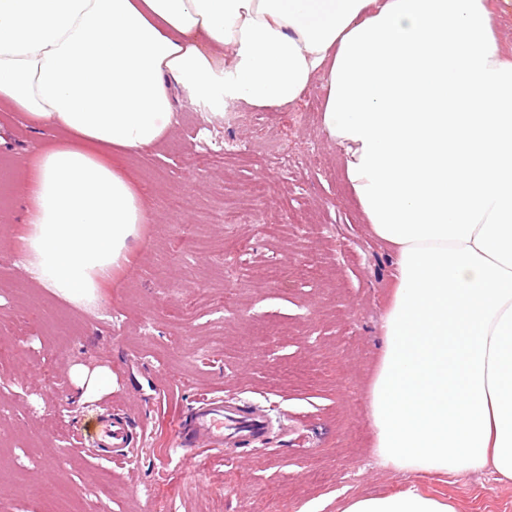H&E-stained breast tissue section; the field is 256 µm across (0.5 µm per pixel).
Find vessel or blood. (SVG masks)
Here are the masks:
<instances>
[{
  "instance_id": "b4317fda",
  "label": "vessel or blood",
  "mask_w": 512,
  "mask_h": 512,
  "mask_svg": "<svg viewBox=\"0 0 512 512\" xmlns=\"http://www.w3.org/2000/svg\"><path fill=\"white\" fill-rule=\"evenodd\" d=\"M267 428V421L256 411L232 401H212L200 406L190 423L177 425L175 443L183 449L199 446L233 448L260 439ZM91 437L100 448H124L131 441V432L124 421L106 417L95 422Z\"/></svg>"
}]
</instances>
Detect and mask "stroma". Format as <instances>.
<instances>
[{
    "instance_id": "stroma-1",
    "label": "stroma",
    "mask_w": 512,
    "mask_h": 512,
    "mask_svg": "<svg viewBox=\"0 0 512 512\" xmlns=\"http://www.w3.org/2000/svg\"><path fill=\"white\" fill-rule=\"evenodd\" d=\"M323 101L311 87L284 111L228 106L240 140L287 144L283 171L257 156L201 166L199 106L180 97L167 142L123 160L153 221L92 307L31 280L26 202L11 192L0 203V331L18 347L0 362V512L57 499L66 512H341L347 498L409 488L456 512H512V480L405 472L376 453L368 403L394 256L320 132ZM57 136L0 112V169ZM256 183L264 195H250ZM180 193L188 203L171 212L165 200ZM243 210L252 221L225 227ZM76 363L110 366L111 395L79 403ZM205 399L258 408L266 437L169 454L178 420ZM103 413L130 425L129 448L103 456L86 439L84 424ZM317 467L327 484L305 485Z\"/></svg>"
}]
</instances>
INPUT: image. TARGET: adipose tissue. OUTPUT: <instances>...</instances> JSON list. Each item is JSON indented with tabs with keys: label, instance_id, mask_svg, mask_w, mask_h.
Masks as SVG:
<instances>
[{
	"label": "adipose tissue",
	"instance_id": "1",
	"mask_svg": "<svg viewBox=\"0 0 512 512\" xmlns=\"http://www.w3.org/2000/svg\"><path fill=\"white\" fill-rule=\"evenodd\" d=\"M487 0H0V106L61 137L18 183L26 269L94 304L150 220L124 155L169 136L185 94L223 116L295 104L321 131L395 289L369 397L378 456L512 479V57ZM80 402L109 366L69 370ZM343 512H455L407 489Z\"/></svg>",
	"mask_w": 512,
	"mask_h": 512
}]
</instances>
